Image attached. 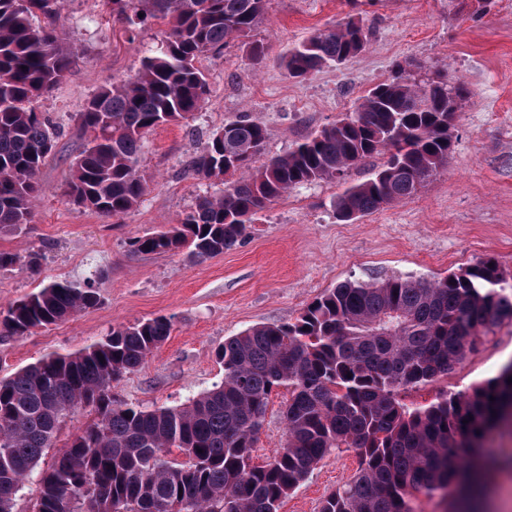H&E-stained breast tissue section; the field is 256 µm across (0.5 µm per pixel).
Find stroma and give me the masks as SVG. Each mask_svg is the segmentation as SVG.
<instances>
[{"mask_svg": "<svg viewBox=\"0 0 512 512\" xmlns=\"http://www.w3.org/2000/svg\"><path fill=\"white\" fill-rule=\"evenodd\" d=\"M362 17L370 29L364 52L304 80L288 76L282 57L316 30ZM166 25L116 22L101 0H67L59 38L77 62L36 107L56 125L53 154L38 175L40 194L30 223L0 232V252L19 263L0 268V312L54 280H91L97 307L23 336L0 333V378L44 357L85 350L114 327L158 316L173 320L169 338L137 370L112 385L115 399L146 409L177 407L219 383L215 352L225 339L258 324L295 321L316 297L338 284L391 276L437 279L492 256L512 275V0H269L255 40L262 59L233 43L202 59L208 101L192 118L145 137L141 168L149 181L141 202L106 218L64 194L71 161L88 141L75 119L102 87L134 74ZM414 59L416 79L443 72L468 98L452 130L445 171L412 198L352 223L338 221L334 201L368 178L387 157L371 158L342 178L294 189L253 224L243 243L197 259L188 253L128 251L131 238L168 227L214 182L186 175L210 134L241 114L266 125L265 157L282 154L351 111L358 98L388 79L396 63ZM40 257L38 271L21 260ZM512 361V326L497 329L447 376L403 393L411 407L440 392H458L494 378ZM287 390L271 398L253 456L268 460L285 442ZM493 465L481 498L487 512H512V432L485 443ZM350 451H332L285 499L280 512H320L324 499L356 471Z\"/></svg>", "mask_w": 512, "mask_h": 512, "instance_id": "1", "label": "stroma"}]
</instances>
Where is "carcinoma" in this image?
<instances>
[{
  "label": "carcinoma",
  "mask_w": 512,
  "mask_h": 512,
  "mask_svg": "<svg viewBox=\"0 0 512 512\" xmlns=\"http://www.w3.org/2000/svg\"><path fill=\"white\" fill-rule=\"evenodd\" d=\"M112 17L166 21L160 47L141 67L98 91L77 113L89 140L69 168L65 195L104 217L133 209L145 190L140 158L154 128L189 119L208 99L199 61L248 39L267 0H104ZM63 0H0V229L30 222L38 174L55 129L34 103L69 71L71 50L53 22ZM363 19L313 33L288 50V75L305 79L362 53ZM409 60L362 95L353 111L260 166L234 174L266 146L265 125L243 114L215 130L192 161L222 190L197 198L178 223L134 238V253L188 249L199 259L241 243L273 202L300 186L333 180L376 155L389 159L336 197L350 221L414 196L443 172L451 128L468 95L446 81L419 83ZM89 283L53 281L0 312V329L24 335L94 308ZM512 325V283L487 257L428 280L347 281L316 297L294 322L256 325L224 340V380L176 408L145 410L112 399V383L137 370L172 331L159 316L121 325L101 343L52 355L0 379V512L17 493L62 420L95 418L40 473L35 512H279L288 494L334 450L359 466L321 512H418L437 497L470 512L468 492L485 464L484 439L512 410V362L468 391L409 407L402 393L448 375L495 329ZM285 388L286 442L269 461L253 449L273 393ZM188 452L170 458L171 449Z\"/></svg>",
  "instance_id": "carcinoma-1"
}]
</instances>
